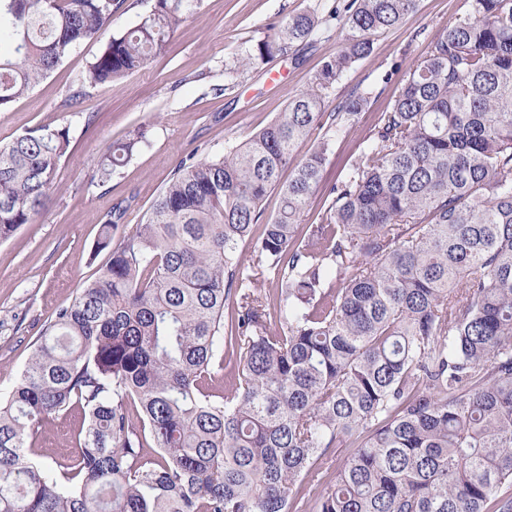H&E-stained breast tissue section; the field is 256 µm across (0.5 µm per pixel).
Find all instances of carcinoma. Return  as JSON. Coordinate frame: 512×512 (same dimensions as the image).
<instances>
[{"mask_svg":"<svg viewBox=\"0 0 512 512\" xmlns=\"http://www.w3.org/2000/svg\"><path fill=\"white\" fill-rule=\"evenodd\" d=\"M200 2L154 0L72 99L165 53ZM121 6L0 0V108ZM418 6H310L226 66L232 78L297 60L344 19L340 53L266 128L181 163L129 230L128 209L107 214V263L54 311L0 400V512H303V483L319 475L313 512H512V0H468L430 39L320 222L298 224L373 90L332 112L327 95ZM70 144L64 125L0 145V240L39 213ZM148 144L144 127L113 143L99 177ZM76 407L73 454L33 460L29 437Z\"/></svg>","mask_w":512,"mask_h":512,"instance_id":"carcinoma-1","label":"carcinoma"}]
</instances>
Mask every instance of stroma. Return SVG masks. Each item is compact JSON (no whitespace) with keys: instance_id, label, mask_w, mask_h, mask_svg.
Masks as SVG:
<instances>
[{"instance_id":"obj_1","label":"stroma","mask_w":512,"mask_h":512,"mask_svg":"<svg viewBox=\"0 0 512 512\" xmlns=\"http://www.w3.org/2000/svg\"><path fill=\"white\" fill-rule=\"evenodd\" d=\"M316 0H202L167 52L120 81L87 89L68 99L81 72L99 53L102 39L84 41L26 96L0 109V144L26 131L69 125L71 146L58 169L56 187L43 210L14 235L0 241V393L27 364L53 312L70 303L105 264L96 252L99 229L112 207L132 203L142 216L180 163L246 141L282 112L289 98L306 90L328 58L342 46L340 31L301 49L298 62L281 58L255 65L234 79L224 67L266 37L270 23L314 5ZM467 8L466 0H420L398 27L378 34L371 54L355 63L327 99L372 87L373 97L358 121L340 136L323 173L324 188L312 197L303 223H317L328 206L326 189L360 156L371 128L392 104L403 69L422 58L429 40ZM152 131L108 181L96 173L100 156L138 127ZM80 413L48 420L33 435L40 461H63L75 448Z\"/></svg>"}]
</instances>
